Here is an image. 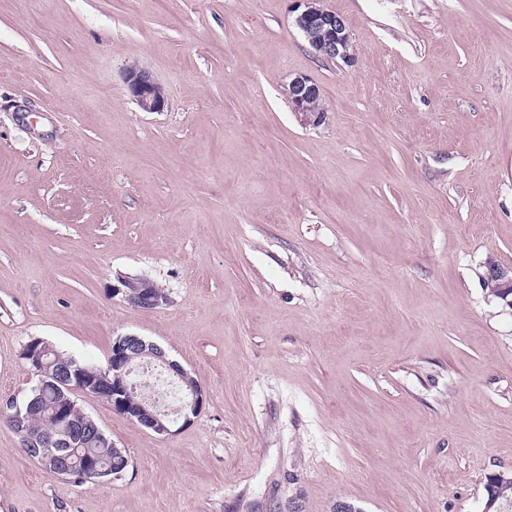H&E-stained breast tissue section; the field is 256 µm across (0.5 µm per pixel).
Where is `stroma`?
<instances>
[{"label": "stroma", "instance_id": "obj_1", "mask_svg": "<svg viewBox=\"0 0 512 512\" xmlns=\"http://www.w3.org/2000/svg\"><path fill=\"white\" fill-rule=\"evenodd\" d=\"M322 5L353 63L295 0H0V405L34 337L101 365L137 335L206 394L168 437L77 394L129 458L94 483L0 418V512H483L512 470V309L480 280L512 266V0ZM303 6L295 23L308 42L313 54L326 61L353 60V43L350 30L342 15L326 10L319 0H295ZM125 80L130 94L143 111H164L165 95L148 72L131 69L127 72ZM321 96V87L306 76H296L288 83V99L291 106L294 112L304 115L307 122H310L312 117L313 123L320 119L319 112H323ZM314 100L316 101L311 105ZM112 294L142 309H156L168 303V296L144 275H119Z\"/></svg>", "mask_w": 512, "mask_h": 512}]
</instances>
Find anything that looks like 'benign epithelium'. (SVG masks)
Masks as SVG:
<instances>
[{
	"label": "benign epithelium",
	"instance_id": "7a95c632",
	"mask_svg": "<svg viewBox=\"0 0 512 512\" xmlns=\"http://www.w3.org/2000/svg\"><path fill=\"white\" fill-rule=\"evenodd\" d=\"M303 10L296 16L295 23L308 42L313 54L326 61L337 59L350 63L353 60V43L344 17L319 5V0H297ZM128 90L138 106L145 112H162L166 106L165 95L160 86L144 70L131 69L125 77ZM322 96L321 87L306 76H296L288 83V99L294 111L304 115L305 120L319 119L311 102ZM483 284L499 290L505 305L512 306V267L505 268L490 259L484 264L481 276ZM112 296L121 297L131 305L142 309H156L168 303V296L144 275H119L112 285ZM46 346L34 348V343L23 345L19 357L30 363V370L39 377L40 383H50L60 391L61 401L55 412L54 426L45 433L23 444L25 453L32 448H43L49 456L41 458L42 468L60 475L63 454L66 448L81 447L89 435L103 437L98 428L92 427L91 418L74 415L76 400L73 395L81 392L107 401L112 410L123 414L140 425L160 435H173L188 425L204 405L205 394L201 386L193 383L179 365L167 358L166 352L157 344L147 342L136 335L119 336L112 341L106 366L100 371L112 375V388L103 389L97 384V374L91 373L74 358L68 362H46L43 356ZM154 365L166 371L170 383L178 387L180 405L178 408L160 412L149 399L139 397L130 383L134 362ZM31 404L10 400L0 408V416L20 425L23 423Z\"/></svg>",
	"mask_w": 512,
	"mask_h": 512
}]
</instances>
